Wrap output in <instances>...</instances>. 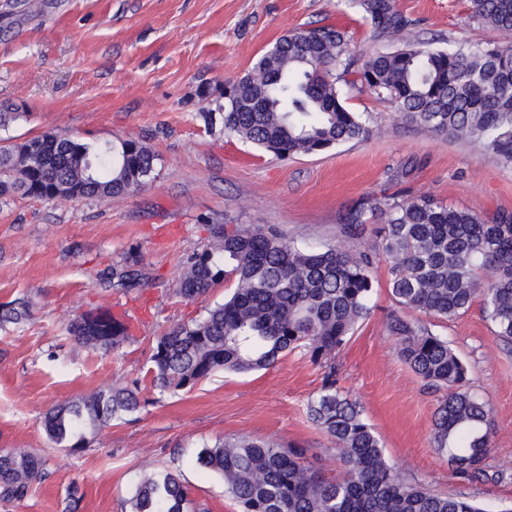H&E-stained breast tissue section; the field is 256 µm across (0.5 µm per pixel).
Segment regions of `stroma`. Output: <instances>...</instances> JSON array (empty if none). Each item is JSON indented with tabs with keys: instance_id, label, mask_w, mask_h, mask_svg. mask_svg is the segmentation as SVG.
<instances>
[{
	"instance_id": "1",
	"label": "stroma",
	"mask_w": 512,
	"mask_h": 512,
	"mask_svg": "<svg viewBox=\"0 0 512 512\" xmlns=\"http://www.w3.org/2000/svg\"><path fill=\"white\" fill-rule=\"evenodd\" d=\"M420 38L437 46L498 40L472 20L470 0H396ZM332 25L364 63L400 46L374 37L346 0H0V105L22 111L0 138L57 132L88 142L136 139L155 152L156 177L115 198L45 202L0 197V304L30 302L29 320L0 331V452L39 455L44 474L0 512H131L143 475L177 469L190 492L187 512H235L223 479L198 469L204 446L247 434L306 449L330 480L344 470L308 406L323 368L302 351L250 375L216 372L186 390L151 385L156 336L203 318L233 287L181 298L176 283L195 253L209 248L206 223L279 230L302 248L341 244L355 252L374 236L342 233L363 203L429 199L485 216L512 212V169L479 145L426 132L361 86L341 91L371 129L367 140L280 159L206 129L225 82L244 75L277 39ZM211 89L202 97V89ZM139 269L141 287L117 286L112 272ZM389 266L373 269L371 316L334 364L341 392L357 400L384 443L389 464L442 493L476 499L485 512L512 507V344L500 341L479 307L454 319L428 318L470 369L491 405L490 464L497 482L460 479L432 441L437 398L398 356L386 329L396 304ZM105 306L129 326L116 348L93 351L68 333L83 312ZM139 381L142 407L89 432L70 452L50 441L46 413L115 383Z\"/></svg>"
}]
</instances>
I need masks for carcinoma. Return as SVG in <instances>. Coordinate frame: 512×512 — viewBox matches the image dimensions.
<instances>
[{
  "mask_svg": "<svg viewBox=\"0 0 512 512\" xmlns=\"http://www.w3.org/2000/svg\"><path fill=\"white\" fill-rule=\"evenodd\" d=\"M374 33L396 34L402 46L376 51L353 68L342 31L331 25L294 30L264 51L242 77L224 84V133L281 159L362 141L370 129L350 111L339 83L361 84L394 103L421 129L479 144L512 166V0H472V19L499 33L485 46L439 48L423 42L395 0H352ZM215 113L204 112L208 128ZM0 143V196L19 192L43 200L53 183L83 184L82 197L112 198L154 177L157 155L138 140L109 149L39 135ZM374 225L377 248L352 254L340 245L301 249L270 227L210 224L212 244L190 258L177 294L193 300L226 275L233 292L198 321L157 337L151 384L161 391L192 388L217 370L248 373L301 350L329 369L309 406L312 422L335 443L344 478L332 481L304 463L306 449L241 435L202 448L198 468L224 479L238 512H483L468 497L410 481L388 464L383 443L359 404L336 386L335 354L370 314L371 269L389 264L388 287L408 316L392 313L386 327L400 359L434 392V447L462 479L493 480L490 404L468 387L469 369L420 316L454 319L479 304L494 334L512 343V212L491 219L429 200H394L351 214L343 232L357 238ZM117 285H141L140 270L112 273ZM30 316L29 304L0 305V329ZM128 327L108 309L93 325L78 319L68 332L93 349L118 346ZM141 406L138 383L113 385L60 404L44 426L57 445L80 451L85 430ZM43 461L17 451L0 454V499L21 500L42 475ZM188 489L178 470L151 471L136 486L132 512H185Z\"/></svg>",
  "mask_w": 512,
  "mask_h": 512,
  "instance_id": "cac0c4a2",
  "label": "carcinoma"
}]
</instances>
